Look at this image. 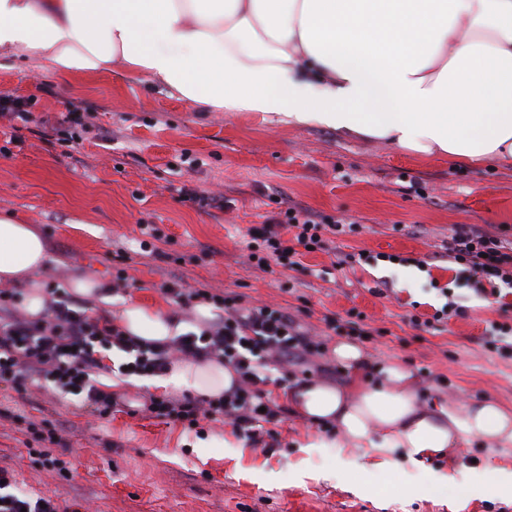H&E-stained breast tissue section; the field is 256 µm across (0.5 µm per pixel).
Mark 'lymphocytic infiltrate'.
<instances>
[{
    "label": "lymphocytic infiltrate",
    "instance_id": "1",
    "mask_svg": "<svg viewBox=\"0 0 512 512\" xmlns=\"http://www.w3.org/2000/svg\"><path fill=\"white\" fill-rule=\"evenodd\" d=\"M291 238H283V231ZM344 233L342 222L303 208L291 207L281 218H269L246 230L249 259L265 272L272 267L294 270L301 265V251L325 246V232ZM448 256L492 288H512V241L489 235L475 224H462L448 239ZM164 292L179 304L206 302L219 313L200 332L186 333L159 345H142L125 335L103 315H89L83 302L51 289L52 299L37 319L15 306L12 290L0 289V383L18 393L39 390L55 396H72L100 416L116 406L111 393L94 379L97 355L117 350L127 356L119 365L126 376L165 374L175 357L213 359L231 366L237 384L219 397L185 396L151 398L150 416L195 427L200 418H222L245 439L256 436L260 424L277 425L283 409L270 398V373L306 363L319 344L301 330L294 317L280 306L261 303L243 306L233 292L188 290L182 280L167 282ZM0 512H82L59 506L53 499L39 501L18 487L8 468L0 466Z\"/></svg>",
    "mask_w": 512,
    "mask_h": 512
}]
</instances>
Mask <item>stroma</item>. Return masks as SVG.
<instances>
[{"label":"stroma","mask_w":512,"mask_h":512,"mask_svg":"<svg viewBox=\"0 0 512 512\" xmlns=\"http://www.w3.org/2000/svg\"><path fill=\"white\" fill-rule=\"evenodd\" d=\"M4 95L26 103L30 119L0 117V211L41 230L54 261L34 272L35 281L65 287L80 274L108 285L110 301L90 306L109 315L142 301L197 321L196 308L163 293L174 278L287 308L322 348L306 368H288L270 384L280 404L303 381L343 380L334 348L354 309L372 331L362 344L369 362L403 364L420 389L451 405H512V348L485 332L492 322L512 326V290L478 282L446 250L460 224L512 239V168L427 160L376 139L205 110L117 63L108 72L57 76L1 52ZM75 109L85 114L83 126L67 121ZM218 193L228 207L206 204ZM291 206L353 229L326 234L325 249L306 255L301 268L261 272L242 236ZM144 224L156 225L158 237L144 239ZM118 250L125 260L117 268ZM339 251L360 263L334 268ZM449 300L464 316L434 330L410 324ZM97 380L120 406L106 418L0 384V463L33 494L61 505L78 499L91 512H512V486L497 477L512 470V449L493 453L464 440L414 467L398 456L382 466L340 432L289 410L276 437L255 444L227 423L204 420L190 431L148 417L143 407L156 388L111 362ZM44 420L62 438L51 451L68 462L69 479L27 453L28 423ZM313 438L322 448L304 452ZM471 464L485 473L477 492L453 481ZM435 472L451 483L422 493Z\"/></svg>","instance_id":"35a3bbf8"}]
</instances>
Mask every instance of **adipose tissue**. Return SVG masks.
<instances>
[{
    "instance_id": "ef3b65f1",
    "label": "adipose tissue",
    "mask_w": 512,
    "mask_h": 512,
    "mask_svg": "<svg viewBox=\"0 0 512 512\" xmlns=\"http://www.w3.org/2000/svg\"><path fill=\"white\" fill-rule=\"evenodd\" d=\"M0 50L26 51L51 74L119 60L204 108L512 165V0H0ZM51 263L35 225L0 213V284L25 288L30 316L46 306L31 274ZM116 319L144 344L186 329L140 302ZM334 354L345 382L302 384L288 403L365 454L416 464L467 438L512 447V408L426 404L399 364L362 379L359 345ZM235 378L214 361L178 362L159 385L217 397Z\"/></svg>"
}]
</instances>
